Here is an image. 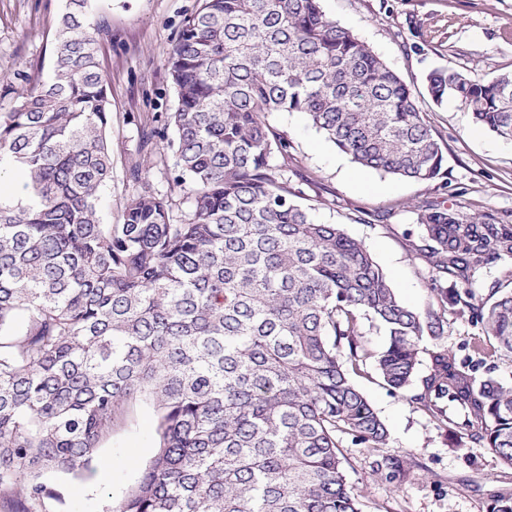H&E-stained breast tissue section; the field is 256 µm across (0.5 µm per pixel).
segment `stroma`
<instances>
[{
  "mask_svg": "<svg viewBox=\"0 0 512 512\" xmlns=\"http://www.w3.org/2000/svg\"><path fill=\"white\" fill-rule=\"evenodd\" d=\"M64 0H0V113L11 111L47 75ZM326 14L397 71L418 95L437 68L493 76L512 71V0H323ZM198 0H97L92 25L101 26L99 60L112 112V180L100 204L103 223L121 220L123 204L142 187L169 199L174 222L190 202L175 183L174 157L161 139L177 103L167 68L170 52ZM423 108L445 146L442 175L415 182L359 167L299 112L266 115L291 148L282 167L314 222L339 224L364 243L399 298L433 309L426 269L409 250L418 237L417 207L441 202L467 213L512 212V141L477 127L454 98ZM391 211L390 220L378 213ZM356 386L385 422V454L406 459L405 477L389 482L372 471L373 454L349 445L347 479L362 512H489L493 499L512 497V466L490 448L456 440L415 403L421 385L390 392L359 377ZM157 413L131 400L103 440L91 470L47 473L50 498L35 512H106L138 481L158 445ZM107 480H100V473Z\"/></svg>",
  "mask_w": 512,
  "mask_h": 512,
  "instance_id": "1",
  "label": "stroma"
}]
</instances>
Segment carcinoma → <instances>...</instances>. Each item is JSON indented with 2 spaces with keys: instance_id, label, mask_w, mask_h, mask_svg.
<instances>
[{
  "instance_id": "obj_1",
  "label": "carcinoma",
  "mask_w": 512,
  "mask_h": 512,
  "mask_svg": "<svg viewBox=\"0 0 512 512\" xmlns=\"http://www.w3.org/2000/svg\"><path fill=\"white\" fill-rule=\"evenodd\" d=\"M92 12L65 0L50 73L0 113V177L27 190L0 201V491L29 512L43 473L90 469L142 393L159 445L108 512H361L344 443L374 452L388 430L352 375L407 389L450 315L512 353V213L423 206L410 246L437 309L404 304L362 242L298 203L276 164L290 142L264 116L301 112L359 166L431 181L446 156L410 84L321 0H200L167 61L188 218L146 188L103 224L112 113ZM427 92L512 140V74L435 69ZM494 270L498 296L475 300ZM428 355L415 402L512 465V388L477 375L484 345ZM373 472L407 470L382 455Z\"/></svg>"
}]
</instances>
